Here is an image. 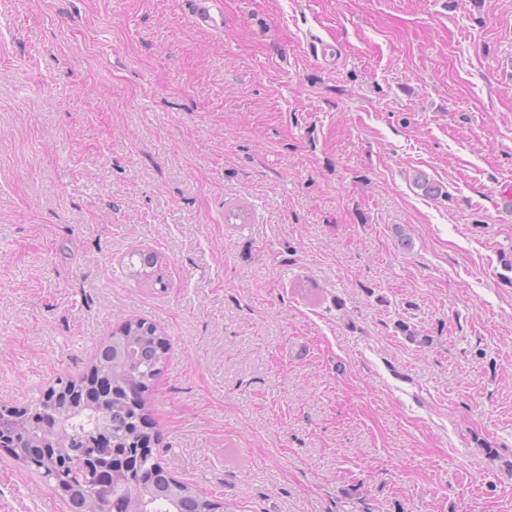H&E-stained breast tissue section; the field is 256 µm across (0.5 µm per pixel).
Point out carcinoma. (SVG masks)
<instances>
[{"label":"carcinoma","mask_w":512,"mask_h":512,"mask_svg":"<svg viewBox=\"0 0 512 512\" xmlns=\"http://www.w3.org/2000/svg\"><path fill=\"white\" fill-rule=\"evenodd\" d=\"M167 354V346L157 334V327L144 320L129 321L112 333L103 356L98 360L101 397L85 401L75 385L68 384L70 397L58 404L37 400L38 414L67 415L72 419L73 431L88 434L97 445L95 454L112 457V472H103L106 478L125 490L120 498L123 512L128 507L138 512H212L217 504L195 492L188 485L170 477L161 459L151 452L126 458L127 444L147 438L139 426L144 404L131 397L145 391L159 375ZM15 458L60 484L59 492L67 500L70 512H97V505L85 482H69L70 471L55 467L53 459L45 458L38 448L29 447L23 437H17Z\"/></svg>","instance_id":"1"}]
</instances>
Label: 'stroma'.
<instances>
[{
	"mask_svg": "<svg viewBox=\"0 0 512 512\" xmlns=\"http://www.w3.org/2000/svg\"><path fill=\"white\" fill-rule=\"evenodd\" d=\"M212 12L0 0V403L144 320L219 512H512V0ZM0 512L68 509L0 448Z\"/></svg>",
	"mask_w": 512,
	"mask_h": 512,
	"instance_id": "35a3bbf8",
	"label": "stroma"
}]
</instances>
